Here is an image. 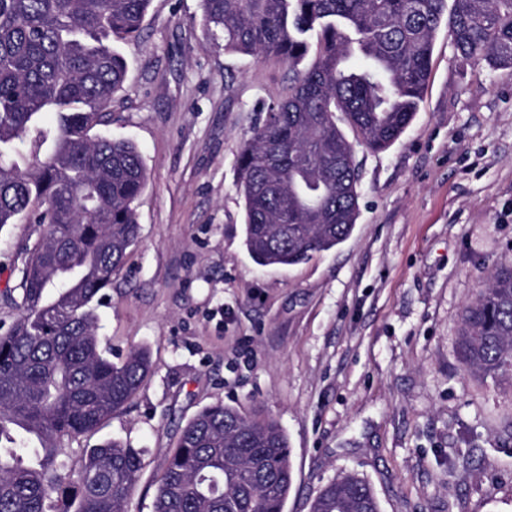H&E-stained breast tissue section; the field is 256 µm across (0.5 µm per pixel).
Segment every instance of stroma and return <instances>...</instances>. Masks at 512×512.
<instances>
[{
  "label": "stroma",
  "instance_id": "stroma-1",
  "mask_svg": "<svg viewBox=\"0 0 512 512\" xmlns=\"http://www.w3.org/2000/svg\"><path fill=\"white\" fill-rule=\"evenodd\" d=\"M106 131L147 172L139 234L97 306L113 360L153 371L92 432L56 438L79 470L118 439L140 449L127 512H152L181 427L217 404L262 408L288 435L284 512L346 473L381 512H512V380L463 364L464 308L512 268V69L462 61L437 32L415 118L389 149L356 146L359 216L335 249L261 267L244 246L237 157L295 70L206 40L199 0H153ZM39 225L0 228V323Z\"/></svg>",
  "mask_w": 512,
  "mask_h": 512
}]
</instances>
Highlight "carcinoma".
Wrapping results in <instances>:
<instances>
[{
	"instance_id": "carcinoma-1",
	"label": "carcinoma",
	"mask_w": 512,
	"mask_h": 512,
	"mask_svg": "<svg viewBox=\"0 0 512 512\" xmlns=\"http://www.w3.org/2000/svg\"><path fill=\"white\" fill-rule=\"evenodd\" d=\"M152 0H0V228L46 232L19 269L23 312L0 334V512H125L139 450L112 439L72 473L51 441L94 430L153 369L144 348L115 363L100 348L93 302L138 236L146 186L137 145L107 125L127 65L114 41L139 36ZM204 35L224 50L292 66L316 47L288 97L253 128L237 158L244 244L261 267L292 266L335 248L358 215L355 147L387 149L412 123L445 12L457 55L512 68V0H200ZM56 123L45 127L42 114ZM463 362L512 378V269L467 306ZM42 435L39 464L4 419ZM288 437L262 409L206 407L186 422L158 480L153 512H284ZM310 512H381L351 474Z\"/></svg>"
}]
</instances>
